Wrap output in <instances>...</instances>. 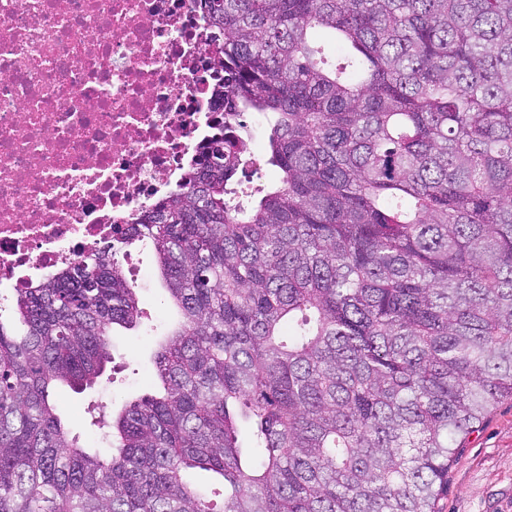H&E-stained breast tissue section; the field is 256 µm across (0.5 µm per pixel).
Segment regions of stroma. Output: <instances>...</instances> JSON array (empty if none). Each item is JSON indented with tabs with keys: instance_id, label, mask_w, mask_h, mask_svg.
I'll list each match as a JSON object with an SVG mask.
<instances>
[{
	"instance_id": "1",
	"label": "stroma",
	"mask_w": 512,
	"mask_h": 512,
	"mask_svg": "<svg viewBox=\"0 0 512 512\" xmlns=\"http://www.w3.org/2000/svg\"><path fill=\"white\" fill-rule=\"evenodd\" d=\"M131 253L142 262L137 286L145 319L128 329L115 328L112 362L92 388L77 394L63 386L56 392L66 427L90 446L95 440L88 405L101 403L107 415L114 416L129 402L151 392L154 383L150 371L157 350L154 331L177 318L167 301L150 245L137 244ZM438 508L440 512H512V400L499 402L462 440L448 468V491Z\"/></svg>"
}]
</instances>
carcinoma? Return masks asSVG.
Listing matches in <instances>:
<instances>
[{
	"label": "carcinoma",
	"instance_id": "obj_1",
	"mask_svg": "<svg viewBox=\"0 0 512 512\" xmlns=\"http://www.w3.org/2000/svg\"><path fill=\"white\" fill-rule=\"evenodd\" d=\"M224 135L188 183L0 320V512H439L462 439L512 398V0H204ZM277 178L243 205L246 112ZM160 391L94 422L54 390L144 317ZM213 472L219 490L186 479Z\"/></svg>",
	"mask_w": 512,
	"mask_h": 512
}]
</instances>
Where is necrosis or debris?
<instances>
[{
    "label": "necrosis or debris",
    "instance_id": "obj_1",
    "mask_svg": "<svg viewBox=\"0 0 512 512\" xmlns=\"http://www.w3.org/2000/svg\"><path fill=\"white\" fill-rule=\"evenodd\" d=\"M223 126L202 0H0V290L109 242Z\"/></svg>",
    "mask_w": 512,
    "mask_h": 512
}]
</instances>
